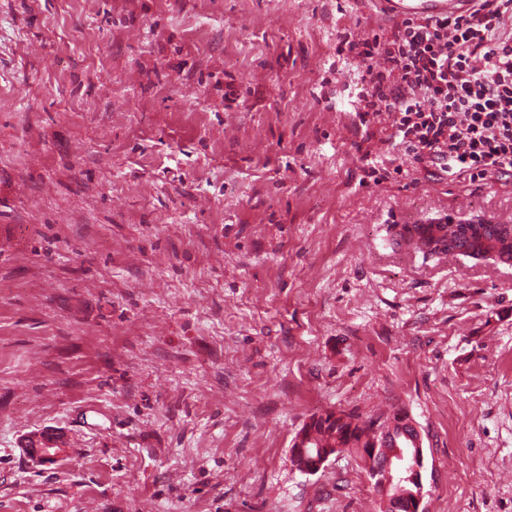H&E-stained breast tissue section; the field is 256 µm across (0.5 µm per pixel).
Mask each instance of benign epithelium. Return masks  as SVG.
I'll return each instance as SVG.
<instances>
[{"instance_id": "1", "label": "benign epithelium", "mask_w": 512, "mask_h": 512, "mask_svg": "<svg viewBox=\"0 0 512 512\" xmlns=\"http://www.w3.org/2000/svg\"><path fill=\"white\" fill-rule=\"evenodd\" d=\"M371 427L383 433L394 430H411L410 444L404 448L390 446L383 440H374L361 453L369 463L368 479L378 497L381 512H394L404 504L408 512H425L423 472L425 456L423 442L410 418L396 413L382 422H373ZM313 435L308 430L300 431L290 448L291 460L304 473H316L330 457L346 451L343 441L333 439L326 448H311Z\"/></svg>"}]
</instances>
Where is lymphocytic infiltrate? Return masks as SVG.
<instances>
[{"instance_id":"1","label":"lymphocytic infiltrate","mask_w":512,"mask_h":512,"mask_svg":"<svg viewBox=\"0 0 512 512\" xmlns=\"http://www.w3.org/2000/svg\"><path fill=\"white\" fill-rule=\"evenodd\" d=\"M336 54L363 65L360 124L390 118L389 141L412 165L463 181L512 177V0L348 31Z\"/></svg>"}]
</instances>
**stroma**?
<instances>
[{"instance_id": "stroma-1", "label": "stroma", "mask_w": 512, "mask_h": 512, "mask_svg": "<svg viewBox=\"0 0 512 512\" xmlns=\"http://www.w3.org/2000/svg\"><path fill=\"white\" fill-rule=\"evenodd\" d=\"M368 0H0V512H375L312 416L401 410L425 512H512V266L397 245L512 179L394 167ZM240 98L224 100L227 83ZM66 458L24 450L44 431Z\"/></svg>"}]
</instances>
